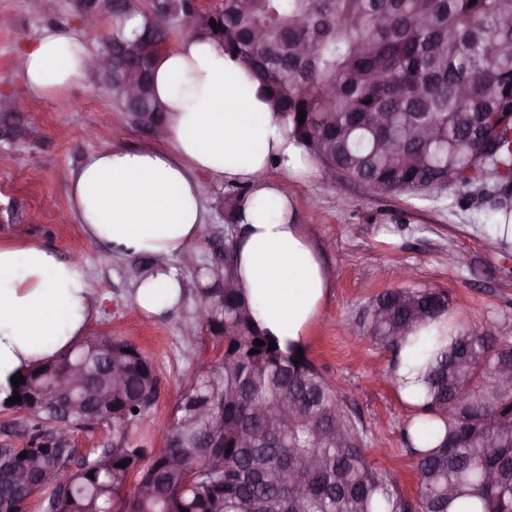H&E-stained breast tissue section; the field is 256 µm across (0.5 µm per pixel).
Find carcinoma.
Instances as JSON below:
<instances>
[{
    "label": "carcinoma",
    "mask_w": 512,
    "mask_h": 512,
    "mask_svg": "<svg viewBox=\"0 0 512 512\" xmlns=\"http://www.w3.org/2000/svg\"><path fill=\"white\" fill-rule=\"evenodd\" d=\"M174 28L203 33L237 52L283 114L288 137L326 169L374 190L432 200L454 189L492 187L491 211L512 223V0H218L196 26L187 0L124 2L116 16L143 17L112 47L141 50L157 11ZM139 110L163 126L153 80H137ZM305 111L299 123L298 112ZM248 191L229 194V221L239 223ZM203 318L192 328L224 347L193 373L173 415L164 453L141 445L137 423L161 395V379L143 354L125 361L119 394L111 359L132 348L110 336L80 344L30 371L18 407L28 415L30 446L55 429L112 428L110 448L76 457L50 450L36 466L0 453V512H28L43 493L56 512H512V336L476 323L457 324L426 364L423 416L444 434L422 450L404 430L415 459L413 499L366 457L359 415L332 381L297 349L255 322L240 289L215 287L203 268ZM449 299L432 288H392L366 310L372 338L395 354L420 327L448 314ZM265 342L255 348V340ZM81 369L84 378L56 397L48 369ZM211 435L224 447L208 448ZM127 464L120 465V462ZM68 477V492L56 480Z\"/></svg>",
    "instance_id": "1"
}]
</instances>
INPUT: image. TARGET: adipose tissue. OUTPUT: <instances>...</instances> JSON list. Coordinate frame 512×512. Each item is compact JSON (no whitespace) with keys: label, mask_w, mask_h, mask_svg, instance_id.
<instances>
[{"label":"adipose tissue","mask_w":512,"mask_h":512,"mask_svg":"<svg viewBox=\"0 0 512 512\" xmlns=\"http://www.w3.org/2000/svg\"><path fill=\"white\" fill-rule=\"evenodd\" d=\"M20 78L39 97L63 94L95 67L79 34L48 30L21 55ZM154 93L165 112L164 143L106 148L84 165L70 204L84 234L109 251L162 257L183 252L202 224L197 174L244 183L235 281L253 315L281 344L300 346L330 284L320 250L302 225L289 178L313 167L289 140L284 118L251 70L201 35L177 39L159 60ZM183 285L165 264L134 291L137 309L176 308ZM96 313L81 265L25 240L0 239V388L13 376L53 362L81 343ZM436 328L420 329L401 354L399 389L422 400L412 379Z\"/></svg>","instance_id":"1"}]
</instances>
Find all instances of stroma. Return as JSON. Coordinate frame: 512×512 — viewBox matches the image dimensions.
<instances>
[{"label":"stroma","mask_w":512,"mask_h":512,"mask_svg":"<svg viewBox=\"0 0 512 512\" xmlns=\"http://www.w3.org/2000/svg\"><path fill=\"white\" fill-rule=\"evenodd\" d=\"M99 23L85 29L81 10ZM115 13L106 0H0V97L15 110L0 123V237L16 236L78 258L95 289L97 314L87 334L112 336L138 346L162 381L160 399L140 426L149 447H161L176 402L192 372L214 355L212 341L185 335L203 285L197 272L165 264L181 279L179 306L147 316L133 303V257L115 256L86 238L75 222L69 190L81 168L105 147L159 146L163 140L130 122L118 109L98 70L65 94L30 95L17 63L43 30L84 32L101 53ZM203 224L192 243L199 265L214 261L234 230L224 221L225 182L199 175ZM297 221L323 252L331 278L327 295L302 342L308 359L333 380L340 398L355 409L367 430L366 455L389 471L404 495L413 497L416 472L402 439L412 410L391 381L392 355L370 339L364 311L379 294L406 285L447 292L454 318L512 333V247L499 244L481 195L459 202L454 191L435 201L406 193L378 192L331 177L323 165L290 184ZM462 252L464 266L450 264Z\"/></svg>","instance_id":"35a3bbf8"}]
</instances>
